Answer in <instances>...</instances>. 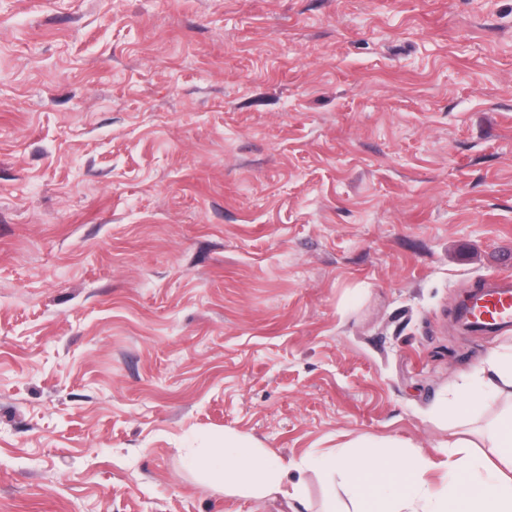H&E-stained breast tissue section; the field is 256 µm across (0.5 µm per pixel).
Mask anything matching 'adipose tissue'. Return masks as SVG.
<instances>
[{
	"label": "adipose tissue",
	"mask_w": 512,
	"mask_h": 512,
	"mask_svg": "<svg viewBox=\"0 0 512 512\" xmlns=\"http://www.w3.org/2000/svg\"><path fill=\"white\" fill-rule=\"evenodd\" d=\"M512 388V355L487 358L474 375L464 377L452 399L456 416L465 418L481 398ZM390 439L381 449L340 452L326 464L346 484L353 512H512V414L503 416L484 441L481 454L469 452L464 439L448 442V470L466 475L463 483L434 489L423 462L406 458ZM207 476L228 491L263 496L288 492L287 466L255 450L252 437L229 434L219 450L200 460Z\"/></svg>",
	"instance_id": "adipose-tissue-1"
}]
</instances>
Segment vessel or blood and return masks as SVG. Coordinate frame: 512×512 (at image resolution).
Segmentation results:
<instances>
[{
  "instance_id": "1",
  "label": "vessel or blood",
  "mask_w": 512,
  "mask_h": 512,
  "mask_svg": "<svg viewBox=\"0 0 512 512\" xmlns=\"http://www.w3.org/2000/svg\"><path fill=\"white\" fill-rule=\"evenodd\" d=\"M459 322L480 335L512 331V274L485 281L474 288L458 312Z\"/></svg>"
}]
</instances>
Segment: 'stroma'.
<instances>
[{"label": "stroma", "instance_id": "obj_1", "mask_svg": "<svg viewBox=\"0 0 512 512\" xmlns=\"http://www.w3.org/2000/svg\"><path fill=\"white\" fill-rule=\"evenodd\" d=\"M506 271L512 0H0V512H345L365 435L443 483ZM469 296L458 312V320L466 329L480 335L512 331V274L482 282ZM218 451L200 459L207 476L226 491H246L263 496L288 495V467L270 461L255 451L252 437L224 435Z\"/></svg>", "mask_w": 512, "mask_h": 512}]
</instances>
